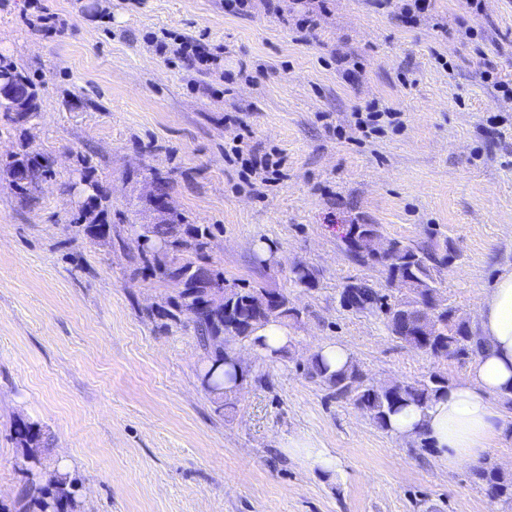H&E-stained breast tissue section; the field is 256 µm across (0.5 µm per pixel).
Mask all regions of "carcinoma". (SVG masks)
<instances>
[{
	"instance_id": "cac0c4a2",
	"label": "carcinoma",
	"mask_w": 512,
	"mask_h": 512,
	"mask_svg": "<svg viewBox=\"0 0 512 512\" xmlns=\"http://www.w3.org/2000/svg\"><path fill=\"white\" fill-rule=\"evenodd\" d=\"M0 68L10 75V86L28 102V118L38 113V93L29 80L13 65L0 59ZM91 201L84 217L91 220L85 232L95 234L106 230L97 223L108 208L109 195L98 183L88 180ZM213 235L210 224H187L178 212H172L158 224H148L136 233L134 245L119 239V246L128 250L134 271L149 270L163 281L177 284L175 294L166 298L163 315L177 322L186 319L204 350L209 373H201L204 388L219 404V408L234 405L235 389L224 388V382H236L234 367L224 369V337L237 336L251 341L256 329L270 322L295 326L302 312L295 308L288 295L263 287L228 289L224 303L212 307L206 289L224 282V272L206 262L205 249ZM349 256L364 264L388 267L387 283L399 293L394 303L364 282L356 283L352 299L347 304L359 312L380 310L385 315L391 337L412 349L436 357L465 360L476 357L483 348L478 332L471 324L448 307L437 287V273L449 261L457 258L450 241H430L412 244L387 237L378 224H352L345 240ZM294 283L313 287L314 272L305 265L291 269ZM312 379L326 385L337 399L352 401L369 415L381 429H388L390 416L398 410L415 405L423 407L441 393L448 392V379L432 372L422 380L370 382L356 362L332 371L312 356L306 365ZM17 447L26 465L37 471L26 478L12 508L14 512H79L80 484L68 472L54 471L42 480L44 455L50 446V436L35 422L22 420L15 429ZM473 474L492 500L512 508V477L489 462L477 465Z\"/></svg>"
}]
</instances>
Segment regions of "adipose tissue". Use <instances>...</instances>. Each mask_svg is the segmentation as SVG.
Instances as JSON below:
<instances>
[{"label":"adipose tissue","instance_id":"ef3b65f1","mask_svg":"<svg viewBox=\"0 0 512 512\" xmlns=\"http://www.w3.org/2000/svg\"><path fill=\"white\" fill-rule=\"evenodd\" d=\"M477 320L486 346L466 379L426 406L404 407L389 419L395 437L424 432L451 470L478 462L512 429L495 402L512 396V270L497 276L478 304Z\"/></svg>","mask_w":512,"mask_h":512}]
</instances>
